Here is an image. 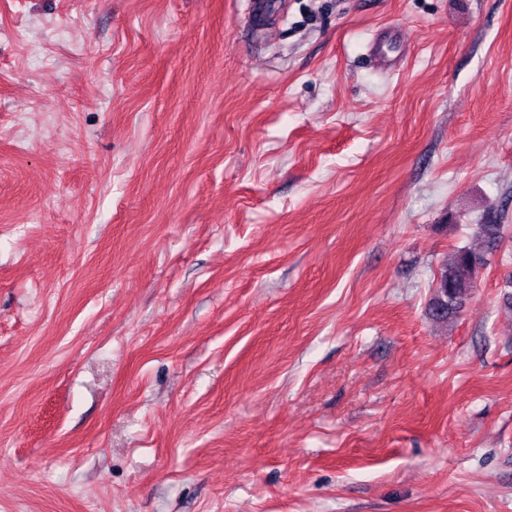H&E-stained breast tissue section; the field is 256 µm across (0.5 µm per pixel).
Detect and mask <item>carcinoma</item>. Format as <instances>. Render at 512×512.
<instances>
[{
	"instance_id": "1",
	"label": "carcinoma",
	"mask_w": 512,
	"mask_h": 512,
	"mask_svg": "<svg viewBox=\"0 0 512 512\" xmlns=\"http://www.w3.org/2000/svg\"><path fill=\"white\" fill-rule=\"evenodd\" d=\"M501 224H481L479 230L483 247L479 251L471 248L458 250L452 264L438 276L432 302L434 315L446 320L456 313L471 296L478 270L488 263V255L495 252L501 238Z\"/></svg>"
}]
</instances>
